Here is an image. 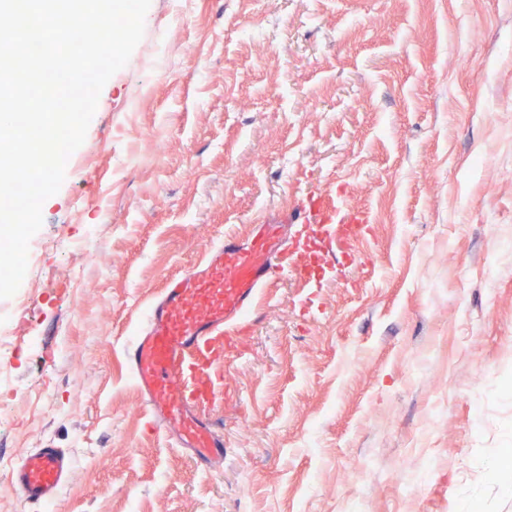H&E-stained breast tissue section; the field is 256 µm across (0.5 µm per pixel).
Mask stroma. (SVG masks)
Returning a JSON list of instances; mask_svg holds the SVG:
<instances>
[{
  "label": "stroma",
  "mask_w": 512,
  "mask_h": 512,
  "mask_svg": "<svg viewBox=\"0 0 512 512\" xmlns=\"http://www.w3.org/2000/svg\"><path fill=\"white\" fill-rule=\"evenodd\" d=\"M318 190L370 213L363 260L260 304L198 472L148 429L138 311ZM42 214L89 246L28 260L0 399L56 412L21 400L0 456L73 450L57 512H512V382L487 383L512 364V0H151Z\"/></svg>",
  "instance_id": "stroma-1"
}]
</instances>
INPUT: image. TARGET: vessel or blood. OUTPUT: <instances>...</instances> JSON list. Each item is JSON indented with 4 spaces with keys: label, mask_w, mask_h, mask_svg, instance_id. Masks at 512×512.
Listing matches in <instances>:
<instances>
[{
    "label": "vessel or blood",
    "mask_w": 512,
    "mask_h": 512,
    "mask_svg": "<svg viewBox=\"0 0 512 512\" xmlns=\"http://www.w3.org/2000/svg\"><path fill=\"white\" fill-rule=\"evenodd\" d=\"M369 221L367 212L348 207L342 197L308 196L290 217L295 233L258 216L246 239H219L198 270L168 278L141 310V324L126 346L127 365L152 429L198 470L224 468V434L199 403L220 396L214 376L268 288L288 278L309 288L334 280L340 262L356 261L353 246ZM74 468L69 450L45 444L19 457L8 479L42 512H53Z\"/></svg>",
    "instance_id": "1"
}]
</instances>
